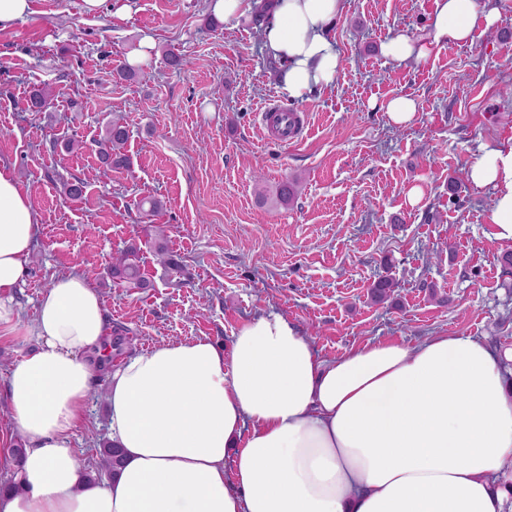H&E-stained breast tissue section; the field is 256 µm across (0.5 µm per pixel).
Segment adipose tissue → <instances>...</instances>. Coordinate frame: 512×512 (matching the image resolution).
<instances>
[{
	"mask_svg": "<svg viewBox=\"0 0 512 512\" xmlns=\"http://www.w3.org/2000/svg\"><path fill=\"white\" fill-rule=\"evenodd\" d=\"M347 0H274L262 51L302 101L332 84L331 34ZM497 25L478 0H436L420 36L396 33L382 55L403 64L471 42ZM469 181L493 191L486 219L512 243V148L482 146ZM30 199L0 169V340L37 341L11 364L0 411V470L17 483L0 512H506L512 479V367L482 339L436 335L368 342L320 359L298 325L254 317L230 352L209 339L166 342L109 366L111 327L79 273L56 277L24 322L13 293L36 242ZM107 378L115 474L88 478L74 440ZM25 442L12 451L13 435Z\"/></svg>",
	"mask_w": 512,
	"mask_h": 512,
	"instance_id": "obj_1",
	"label": "adipose tissue"
}]
</instances>
